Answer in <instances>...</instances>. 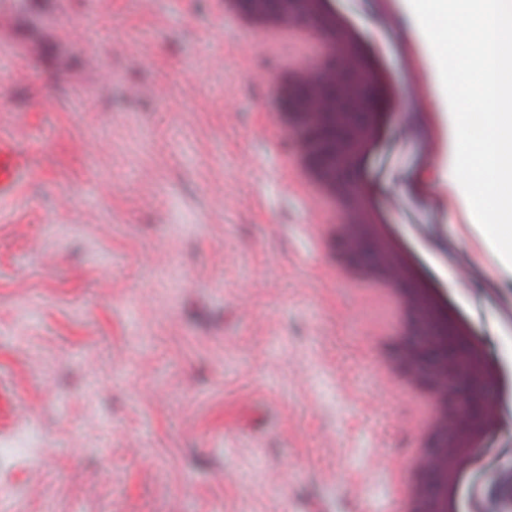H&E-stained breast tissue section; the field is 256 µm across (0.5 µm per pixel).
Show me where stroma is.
<instances>
[{
    "instance_id": "1",
    "label": "stroma",
    "mask_w": 512,
    "mask_h": 512,
    "mask_svg": "<svg viewBox=\"0 0 512 512\" xmlns=\"http://www.w3.org/2000/svg\"><path fill=\"white\" fill-rule=\"evenodd\" d=\"M335 0L389 51L381 202L449 272L512 364V265L454 174L453 126L412 11ZM267 36L217 0H43L0 30V466L21 512H362L350 489L405 452L371 311L288 189ZM40 110H30L32 100ZM471 473L499 512L512 410Z\"/></svg>"
}]
</instances>
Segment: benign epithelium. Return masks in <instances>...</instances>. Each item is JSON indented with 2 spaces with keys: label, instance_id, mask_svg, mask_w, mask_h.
Instances as JSON below:
<instances>
[{
  "label": "benign epithelium",
  "instance_id": "obj_1",
  "mask_svg": "<svg viewBox=\"0 0 512 512\" xmlns=\"http://www.w3.org/2000/svg\"><path fill=\"white\" fill-rule=\"evenodd\" d=\"M264 11L287 29L308 23V16L284 0H265ZM280 99L286 105L294 100L298 102L305 114L303 131L307 136L329 138L330 155L336 159V172L339 174L336 185L346 188L345 149L350 142L364 136L367 127L351 120L343 121L341 117L379 106L377 90L357 67L349 47L342 39H336L329 59L303 69L299 82L282 87ZM336 242L337 249L344 251L349 261L361 266L367 274L403 282V272L397 262L373 238L370 227L360 220L347 218ZM406 299L413 319L408 339L400 348L403 366L414 373L419 384L447 389L445 413L432 436L434 451L429 456L421 483L415 485L416 496L427 512L432 495L425 483L432 473L450 469L460 442L472 423L490 412L492 400L486 392L483 378L476 374L466 379L459 378L464 366L463 348L450 345L448 350L439 352L438 361L428 371L418 370L427 351L433 348L432 328L430 321L416 315L418 293L412 291Z\"/></svg>",
  "mask_w": 512,
  "mask_h": 512
}]
</instances>
